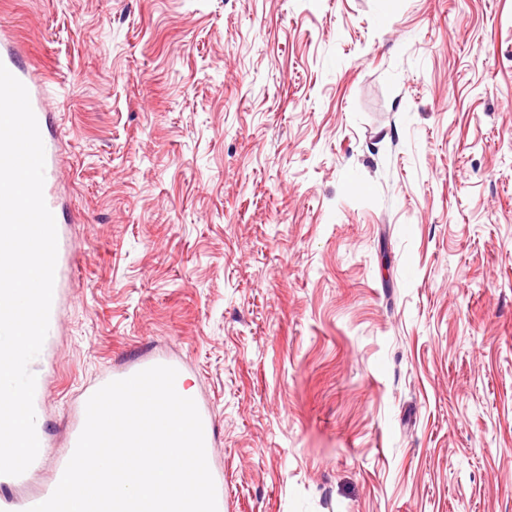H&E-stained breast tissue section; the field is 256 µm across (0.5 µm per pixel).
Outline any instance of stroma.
I'll use <instances>...</instances> for the list:
<instances>
[{
  "instance_id": "35a3bbf8",
  "label": "stroma",
  "mask_w": 512,
  "mask_h": 512,
  "mask_svg": "<svg viewBox=\"0 0 512 512\" xmlns=\"http://www.w3.org/2000/svg\"><path fill=\"white\" fill-rule=\"evenodd\" d=\"M75 264L40 409L144 355L223 512H512V0H0Z\"/></svg>"
}]
</instances>
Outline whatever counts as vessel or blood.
Wrapping results in <instances>:
<instances>
[{"label":"vessel or blood","instance_id":"obj_1","mask_svg":"<svg viewBox=\"0 0 512 512\" xmlns=\"http://www.w3.org/2000/svg\"><path fill=\"white\" fill-rule=\"evenodd\" d=\"M0 63L17 77L27 88L32 110L36 116L42 139H49L50 115L45 112L40 89L41 81L26 65L18 50L13 35L4 29L0 30ZM57 163L53 150L45 152L44 199L50 211H57L58 202L55 195ZM83 429L82 424H75L69 433L66 447L55 458L53 473L41 489L31 495L21 491L30 479L31 473L37 472L44 464L49 453L47 446H40L38 455L30 465L28 473L19 476L0 475V512H27L28 508L46 501L60 482L64 470L75 450L78 438Z\"/></svg>","mask_w":512,"mask_h":512}]
</instances>
